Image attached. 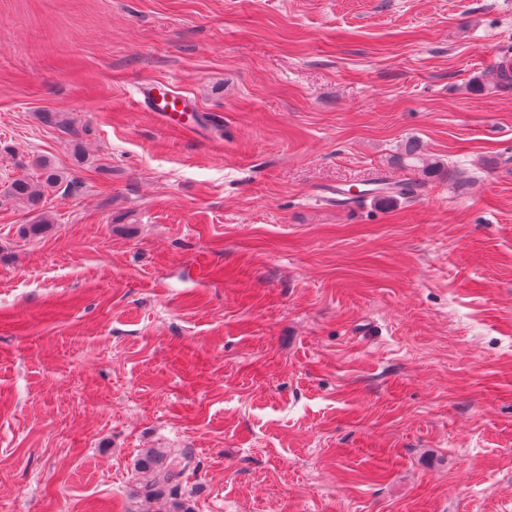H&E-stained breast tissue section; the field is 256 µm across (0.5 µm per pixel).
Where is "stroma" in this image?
I'll return each instance as SVG.
<instances>
[{"label": "stroma", "mask_w": 512, "mask_h": 512, "mask_svg": "<svg viewBox=\"0 0 512 512\" xmlns=\"http://www.w3.org/2000/svg\"><path fill=\"white\" fill-rule=\"evenodd\" d=\"M507 46L512 0H0V512H512ZM411 138L449 174L337 205ZM138 102L151 112H157L163 122L180 128L189 126L182 121L188 112V98L174 92L168 82L143 79L134 86ZM36 165L43 171V182H34L25 178H18L13 180L9 186V194L13 198H18L27 201H36L43 193L41 186L47 185L55 187L62 185L65 182L66 187H69L73 181L68 180L67 176L53 166V164L45 157L37 160ZM378 182L389 185L390 191H385L382 199L387 201H395L398 198H413L420 195L423 182L416 177H405L396 181L380 180ZM145 457L146 458L140 462L139 472L144 475L146 485L153 487L152 490L155 492L157 489H160V487L169 484V482L179 477L186 468L185 465L183 468L178 469L181 466V461L176 458H171L165 466H160L158 465L156 456L152 452L146 454Z\"/></svg>", "instance_id": "stroma-1"}]
</instances>
